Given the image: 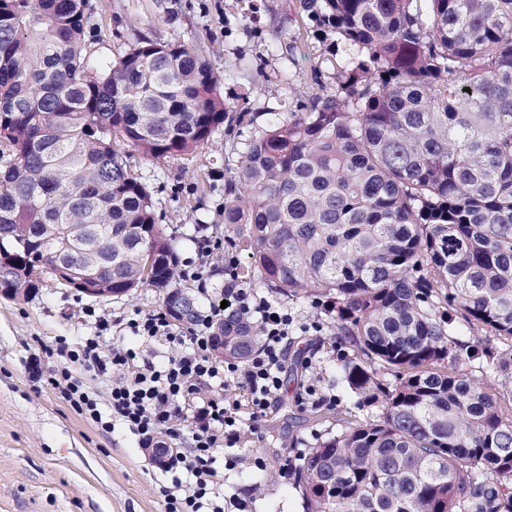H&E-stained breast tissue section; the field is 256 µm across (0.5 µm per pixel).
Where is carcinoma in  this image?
Wrapping results in <instances>:
<instances>
[{"mask_svg": "<svg viewBox=\"0 0 512 512\" xmlns=\"http://www.w3.org/2000/svg\"><path fill=\"white\" fill-rule=\"evenodd\" d=\"M336 69L272 109L224 188L243 271L325 301L336 431L288 460L303 512H512V0H295ZM89 0H0V290L56 275L149 286L191 325L197 299L128 146L194 152L247 113L190 43L83 52ZM258 329L213 327L245 362Z\"/></svg>", "mask_w": 512, "mask_h": 512, "instance_id": "carcinoma-1", "label": "carcinoma"}]
</instances>
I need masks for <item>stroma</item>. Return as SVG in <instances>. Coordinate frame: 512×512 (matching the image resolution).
Wrapping results in <instances>:
<instances>
[{
	"instance_id": "1",
	"label": "stroma",
	"mask_w": 512,
	"mask_h": 512,
	"mask_svg": "<svg viewBox=\"0 0 512 512\" xmlns=\"http://www.w3.org/2000/svg\"><path fill=\"white\" fill-rule=\"evenodd\" d=\"M84 51L90 57L124 55L138 41L191 43L210 69L228 75L221 92L232 105L265 123L269 109L288 102L270 75L288 63V47L306 35L300 15L284 0H89ZM237 132H218L209 146L162 160L124 148L125 161L149 187L156 215L179 261L195 259L201 235L224 237V185L239 164ZM156 289L90 298L44 276L28 296L0 293V512H164L161 467L123 427L105 432L79 416L47 375L60 363L58 337L69 343L93 335L96 318L112 320L106 348L133 347L161 366L177 353L165 342H146L120 329L133 313L163 310ZM328 332L289 340L306 347L316 370L300 381L284 377L279 400L259 421L245 424L239 450L246 463L224 473V493L245 500L249 512H302L283 470L294 447L336 427L337 409L351 397L336 381V356ZM42 374L28 370L32 357ZM317 383L334 395L331 405L298 404L300 384ZM260 456L264 470L248 460Z\"/></svg>"
}]
</instances>
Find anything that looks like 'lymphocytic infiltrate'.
<instances>
[{
  "label": "lymphocytic infiltrate",
  "instance_id": "1",
  "mask_svg": "<svg viewBox=\"0 0 512 512\" xmlns=\"http://www.w3.org/2000/svg\"><path fill=\"white\" fill-rule=\"evenodd\" d=\"M217 251L224 254L223 299L210 303L191 333H183L163 312L139 314L126 323L133 335L184 346V353L158 367L139 361L131 349L104 352L98 335L73 347L62 339L57 353L64 362L47 380L78 415L98 429L109 431L115 423H122L147 448L157 447L163 437L179 439L182 427H189L192 445L171 449L168 467L186 470L192 480L163 487L165 512H224L220 491L224 478L214 466V450L229 449L227 467L239 463L231 449L244 421L265 416L280 393L285 344L296 332L322 330L320 322L300 321L255 289L244 287L237 257L226 252L220 241L202 238L196 259L185 263L181 276L196 282L198 290H206L208 261ZM227 313L259 328L261 344L246 362L221 361L212 355L211 327ZM77 365L111 377V415L101 412L97 398L74 377ZM214 378L223 379L225 386L235 390L237 397L232 403L204 392V384Z\"/></svg>",
  "mask_w": 512,
  "mask_h": 512
}]
</instances>
